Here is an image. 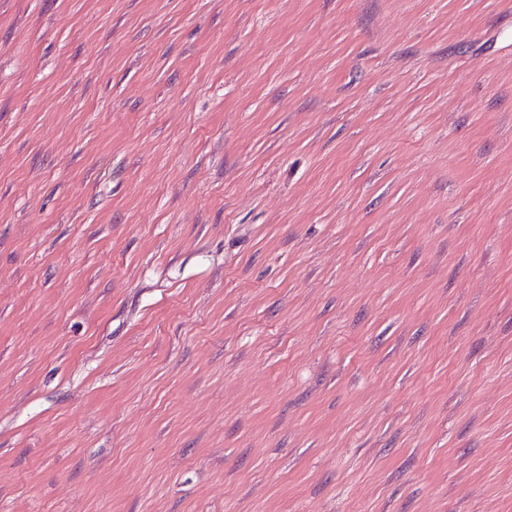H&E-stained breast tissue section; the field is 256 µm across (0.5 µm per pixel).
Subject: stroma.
I'll return each mask as SVG.
<instances>
[{
  "label": "stroma",
  "mask_w": 512,
  "mask_h": 512,
  "mask_svg": "<svg viewBox=\"0 0 512 512\" xmlns=\"http://www.w3.org/2000/svg\"><path fill=\"white\" fill-rule=\"evenodd\" d=\"M0 512H512V0H0Z\"/></svg>",
  "instance_id": "stroma-1"
}]
</instances>
